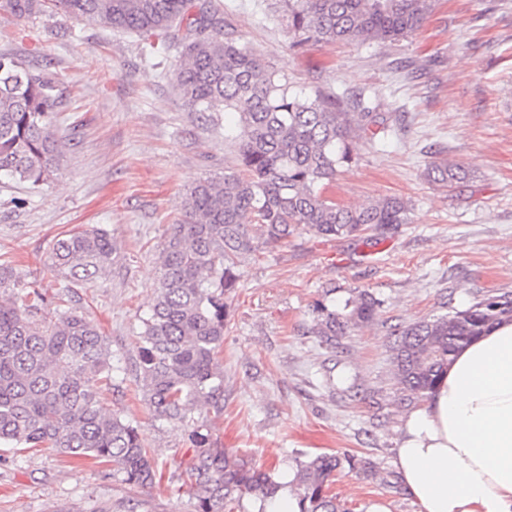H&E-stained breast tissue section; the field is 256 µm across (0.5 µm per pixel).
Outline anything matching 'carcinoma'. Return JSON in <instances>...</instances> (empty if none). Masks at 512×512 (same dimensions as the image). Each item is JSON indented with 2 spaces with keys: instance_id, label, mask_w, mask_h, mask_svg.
<instances>
[{
  "instance_id": "1",
  "label": "carcinoma",
  "mask_w": 512,
  "mask_h": 512,
  "mask_svg": "<svg viewBox=\"0 0 512 512\" xmlns=\"http://www.w3.org/2000/svg\"><path fill=\"white\" fill-rule=\"evenodd\" d=\"M292 47L315 41L397 42L418 31L434 0H281ZM103 27L140 37L143 52L173 48L174 79L197 112L235 115L237 160L247 175L226 171L198 182L184 202L160 256L161 276L152 310L143 321L136 369L155 420L182 422L200 402L224 410L220 355L228 299L241 261L257 240L277 244L299 230L326 238L384 237L409 223L408 202L386 196L358 208L325 194L337 173L358 157L360 135L387 136L386 119L358 94L359 112H345L334 96L310 99L294 90L224 30V14L207 0H0L17 19L48 5ZM59 89L51 74L0 54V173L32 188L52 180L66 143L52 123ZM464 166L441 158L428 168L435 183L452 185ZM115 248L99 229L55 238L51 265L73 282L89 283L112 266ZM0 445L53 448L77 460L112 465V475L134 488L156 484L157 468L137 429L118 413H105L99 385L112 379L111 351L100 328L82 312L45 313L52 298L31 287L12 262L0 261ZM380 302L364 290L340 310L314 306V334L334 348L339 338L374 321ZM502 321H512V295L494 293L465 309L393 327L394 379L400 392L425 397L456 351ZM195 451L186 469L197 512H224L246 496L266 502L281 488L273 473L218 447L207 424L185 429ZM370 472L353 456L318 454L299 463L294 485L301 512H345L330 493L343 468Z\"/></svg>"
}]
</instances>
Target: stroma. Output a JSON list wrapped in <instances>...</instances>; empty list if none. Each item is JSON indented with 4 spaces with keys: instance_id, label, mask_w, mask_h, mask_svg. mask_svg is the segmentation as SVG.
Here are the masks:
<instances>
[{
    "instance_id": "35a3bbf8",
    "label": "stroma",
    "mask_w": 512,
    "mask_h": 512,
    "mask_svg": "<svg viewBox=\"0 0 512 512\" xmlns=\"http://www.w3.org/2000/svg\"><path fill=\"white\" fill-rule=\"evenodd\" d=\"M245 45L306 94L364 92L377 111L403 114L385 139L360 145L330 191L358 207L384 196L410 206L386 238L329 239L301 231L260 244L238 269L224 332V410L199 406L219 447L272 472L320 453L371 462L342 470L331 491L349 512L381 503L418 512L393 465L413 411L393 378L391 326L464 309L486 293L512 294V0H437L396 43L316 42L295 49L277 0H212ZM0 53L58 82L55 112L69 146L50 184L28 189L0 174V257L48 296L97 322L110 346L111 383L98 397L151 450L161 479L129 487L111 467L76 464L40 448L0 447V512H196L184 472L194 451L182 423L153 421L136 378L137 340L160 276V252L183 218L186 193L224 173L230 114L195 112L136 35L45 11L0 10ZM466 182L445 187L427 169L440 156ZM95 227L111 239L110 270L72 285L50 265L60 233ZM367 290L375 321L336 348L311 329L324 289Z\"/></svg>"
}]
</instances>
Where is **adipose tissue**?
<instances>
[{"mask_svg": "<svg viewBox=\"0 0 512 512\" xmlns=\"http://www.w3.org/2000/svg\"><path fill=\"white\" fill-rule=\"evenodd\" d=\"M394 465L419 512H512V321L457 352Z\"/></svg>", "mask_w": 512, "mask_h": 512, "instance_id": "1", "label": "adipose tissue"}]
</instances>
